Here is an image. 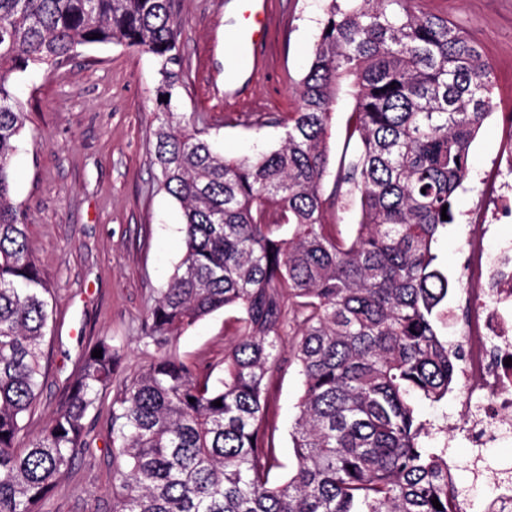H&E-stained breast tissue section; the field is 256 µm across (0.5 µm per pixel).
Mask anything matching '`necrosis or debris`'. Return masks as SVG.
<instances>
[{
	"instance_id": "necrosis-or-debris-1",
	"label": "necrosis or debris",
	"mask_w": 512,
	"mask_h": 512,
	"mask_svg": "<svg viewBox=\"0 0 512 512\" xmlns=\"http://www.w3.org/2000/svg\"><path fill=\"white\" fill-rule=\"evenodd\" d=\"M494 167L498 177L470 215L475 234L466 245L467 317L461 333L465 394L459 432L484 449L512 438V240L494 254L485 251L499 222L512 217V209L502 206L512 193V144L497 155Z\"/></svg>"
}]
</instances>
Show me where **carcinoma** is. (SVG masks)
<instances>
[{"mask_svg":"<svg viewBox=\"0 0 512 512\" xmlns=\"http://www.w3.org/2000/svg\"><path fill=\"white\" fill-rule=\"evenodd\" d=\"M173 9L0 0V512H42L87 447V418L120 359L97 341L65 406L17 447L39 403L50 289L11 196L27 121L13 76L58 71L82 45L124 44L156 59V97H172L182 84ZM345 82L356 148L330 199L331 106ZM158 105L152 163L183 208L184 252L148 311L163 352L112 397V512H452L448 432L418 405L447 399L461 360L442 332L451 285L434 244L494 110L481 47L418 0H329L278 148L226 158L172 100ZM355 205L358 223H342ZM222 309L233 341L211 386L169 343ZM290 326L302 394L294 463L278 479L268 385Z\"/></svg>","mask_w":512,"mask_h":512,"instance_id":"obj_1","label":"carcinoma"}]
</instances>
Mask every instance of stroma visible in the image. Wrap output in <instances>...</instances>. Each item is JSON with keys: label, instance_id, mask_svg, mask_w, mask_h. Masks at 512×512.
Instances as JSON below:
<instances>
[{"label": "stroma", "instance_id": "obj_1", "mask_svg": "<svg viewBox=\"0 0 512 512\" xmlns=\"http://www.w3.org/2000/svg\"><path fill=\"white\" fill-rule=\"evenodd\" d=\"M325 0H270V41L256 66L233 67L226 52L237 25L235 0H175L183 84L174 105L203 117L216 149L230 158L278 147L299 105L298 87L320 32ZM425 10L461 26L494 67L495 109L469 152V176L456 196L453 224L436 245L452 285L455 340L465 316L461 294L469 214L488 189L492 163L512 138V0H423ZM158 65L124 45L78 48L62 69H31L14 77L28 114L13 161L12 195L28 224L32 259L53 291L44 345L40 407L21 442H28L64 405L89 345L111 340L121 354L116 379L146 368L160 352L148 337L147 311L174 275L183 254L184 214L158 187L150 162L158 124ZM218 311L178 336L173 346L199 373L224 374L231 339ZM281 351L269 390V419L278 428V456L289 463V431L302 391L295 366ZM111 394H103L88 451L78 454L44 512H112V456L106 431ZM449 443L456 484L474 512L494 490L496 473L512 465V444L484 453Z\"/></svg>", "mask_w": 512, "mask_h": 512}]
</instances>
